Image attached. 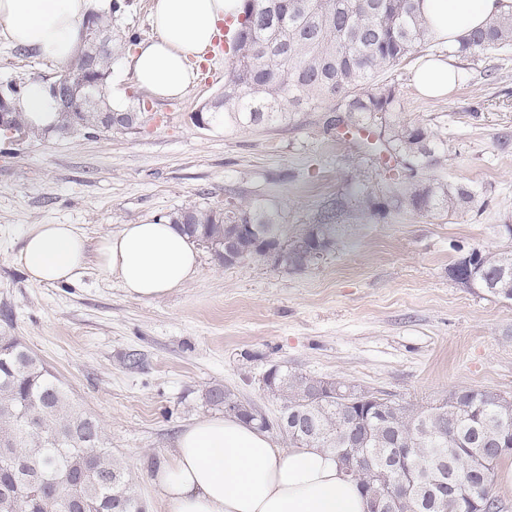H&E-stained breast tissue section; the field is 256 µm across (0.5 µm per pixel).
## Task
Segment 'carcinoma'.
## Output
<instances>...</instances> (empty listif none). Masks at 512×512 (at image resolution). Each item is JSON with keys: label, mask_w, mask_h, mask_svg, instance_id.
Returning <instances> with one entry per match:
<instances>
[{"label": "carcinoma", "mask_w": 512, "mask_h": 512, "mask_svg": "<svg viewBox=\"0 0 512 512\" xmlns=\"http://www.w3.org/2000/svg\"><path fill=\"white\" fill-rule=\"evenodd\" d=\"M120 6L89 15L103 36L102 47L88 43L95 54L92 80L107 82L112 67L136 38H125L117 27ZM243 22L234 38V54L224 73V91L203 118L212 127L258 128L291 123L299 112H323V132L375 126L379 137L371 145L385 151L410 171L387 186L378 211L394 209L428 215L455 213L475 204L477 193L468 184H448L430 174L442 165L443 153L434 132L397 112L394 89L379 83L385 70L434 40L417 8V0H244ZM512 46V13L492 19L462 39L453 53L468 56ZM75 90L70 119L50 132L30 128L23 115L11 109L12 124L0 127V137L76 138L90 134H130L144 122L141 108L122 109L126 119L109 129L100 126L104 99H89L79 73H72ZM344 203L338 200L321 215L320 223L283 248L282 263L301 270L312 262L308 247L314 240L333 241L336 218ZM179 225L226 267L231 247L237 261L254 256L253 241L280 238L282 213L274 204L233 202L222 208L189 205L163 216ZM474 287L497 295L512 283V250L475 249ZM286 386L278 400L287 411H309L312 434H285L295 447L317 446L344 461L360 458L355 470H344L369 495L394 497L396 484L405 481L426 493L400 495L393 512H462L472 496L483 499V512H501L491 493L493 474L501 454L495 428L512 429V403L505 394L460 388L434 405L395 403L389 419L358 415L346 418L347 403L357 386L331 381V392L319 399L306 394L311 376L282 373ZM216 407L236 394L221 385L206 393ZM0 473L23 466L21 491H0V512H68L67 496L76 498L80 512H138V497L125 467L105 446L101 424L71 397L64 383L32 349L14 336H0ZM411 448V458L395 467L393 449ZM79 483L68 489L72 473Z\"/></svg>", "instance_id": "1"}]
</instances>
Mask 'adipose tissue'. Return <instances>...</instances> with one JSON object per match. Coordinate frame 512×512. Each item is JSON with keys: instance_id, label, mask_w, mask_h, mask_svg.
<instances>
[{"instance_id": "adipose-tissue-1", "label": "adipose tissue", "mask_w": 512, "mask_h": 512, "mask_svg": "<svg viewBox=\"0 0 512 512\" xmlns=\"http://www.w3.org/2000/svg\"><path fill=\"white\" fill-rule=\"evenodd\" d=\"M106 0H0V38L62 64L84 41V21ZM241 0H152V39L131 55L137 84L158 99L184 95L226 19ZM439 40L458 41L512 11V0H420ZM460 76L430 58L413 72L418 92L448 95ZM34 127H52L59 105L30 82L17 102ZM18 260L40 284L75 280L88 262L120 282L130 298L158 299L199 274L193 241L168 221L125 224L89 246L72 224L32 225ZM162 512H370L368 498L345 478L336 457L316 447H282L265 430L232 415L201 416L180 432L152 477Z\"/></svg>"}]
</instances>
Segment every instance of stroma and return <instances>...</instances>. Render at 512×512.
<instances>
[{"label": "stroma", "instance_id": "1", "mask_svg": "<svg viewBox=\"0 0 512 512\" xmlns=\"http://www.w3.org/2000/svg\"><path fill=\"white\" fill-rule=\"evenodd\" d=\"M445 44L415 51L381 76L405 118L447 151L434 174L479 196L451 217L378 213L394 177L388 154L363 134L322 131L321 113L258 129L198 127L192 116L224 88L226 55L209 56L185 95L155 99L128 59L112 70L145 123L104 137L0 139V335L34 350L95 416L132 489L156 512L150 479L181 430L220 415L205 395L223 385L268 417L269 369L351 382L426 404L458 387L512 393V300L459 287L461 251L512 249V46L455 58L463 79L445 98L421 96L412 69ZM58 64L0 43V82L50 83ZM342 198L333 246L294 271L256 256L222 267L200 249V272L166 297L137 301L88 265L71 283L29 280L18 261L34 224H74L90 239L187 204L276 201L283 240Z\"/></svg>", "mask_w": 512, "mask_h": 512}]
</instances>
